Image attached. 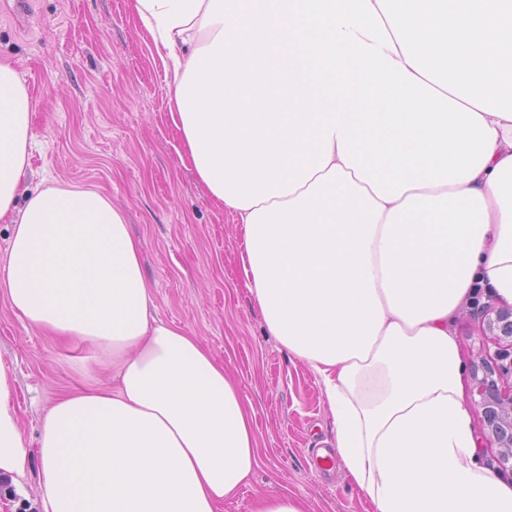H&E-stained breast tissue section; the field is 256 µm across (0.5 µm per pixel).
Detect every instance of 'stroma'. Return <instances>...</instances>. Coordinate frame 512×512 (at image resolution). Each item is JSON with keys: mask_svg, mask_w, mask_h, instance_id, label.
Returning a JSON list of instances; mask_svg holds the SVG:
<instances>
[{"mask_svg": "<svg viewBox=\"0 0 512 512\" xmlns=\"http://www.w3.org/2000/svg\"><path fill=\"white\" fill-rule=\"evenodd\" d=\"M0 59L13 62L33 102L26 187H92L122 208L158 316L198 337L254 408V476L219 512H251L256 497L273 492L301 499L307 512H374L344 466L324 475L310 460V449L335 445L320 378L267 332L246 287L239 226L181 159L163 65L133 0H0ZM453 331L462 400L491 470L497 451L481 445L471 368L493 358L500 342L473 303ZM91 354L31 327L0 293V363L13 380L28 451L55 400L114 385L113 372L79 370Z\"/></svg>", "mask_w": 512, "mask_h": 512, "instance_id": "35a3bbf8", "label": "stroma"}]
</instances>
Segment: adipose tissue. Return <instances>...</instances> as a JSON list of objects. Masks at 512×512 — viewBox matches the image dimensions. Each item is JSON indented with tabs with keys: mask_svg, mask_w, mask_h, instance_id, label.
Segmentation results:
<instances>
[{
	"mask_svg": "<svg viewBox=\"0 0 512 512\" xmlns=\"http://www.w3.org/2000/svg\"><path fill=\"white\" fill-rule=\"evenodd\" d=\"M171 120L244 239L269 333L319 376L374 512H512L476 454L451 326L512 304V0H134ZM32 100L0 59V288L91 344L117 385L54 402L41 512H218L257 465L253 414L198 337L156 316L122 209L23 187ZM0 364V475L29 463Z\"/></svg>",
	"mask_w": 512,
	"mask_h": 512,
	"instance_id": "ef3b65f1",
	"label": "adipose tissue"
}]
</instances>
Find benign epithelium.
Here are the masks:
<instances>
[{"mask_svg":"<svg viewBox=\"0 0 512 512\" xmlns=\"http://www.w3.org/2000/svg\"><path fill=\"white\" fill-rule=\"evenodd\" d=\"M488 329H496L503 338L512 339V309L486 306ZM497 365L486 361L473 367V392L479 397L486 425L485 439L498 449L502 468L512 472V385L501 384L503 376L512 375V351L497 354Z\"/></svg>","mask_w":512,"mask_h":512,"instance_id":"benign-epithelium-1","label":"benign epithelium"}]
</instances>
